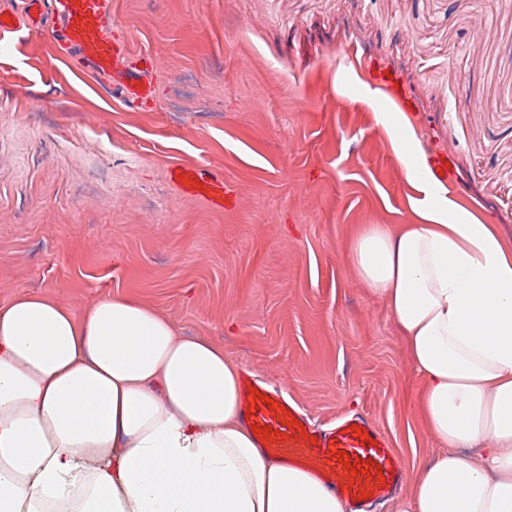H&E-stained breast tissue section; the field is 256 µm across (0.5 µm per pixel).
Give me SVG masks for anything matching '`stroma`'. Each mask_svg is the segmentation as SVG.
I'll return each instance as SVG.
<instances>
[{"label": "stroma", "instance_id": "stroma-1", "mask_svg": "<svg viewBox=\"0 0 512 512\" xmlns=\"http://www.w3.org/2000/svg\"><path fill=\"white\" fill-rule=\"evenodd\" d=\"M53 26L0 40V305L130 292L319 419L368 413L406 472L380 512H405L441 444L345 257L358 225L416 221L376 83L512 243V0H112L113 37L154 61L133 107ZM174 164L223 178L232 207L185 194Z\"/></svg>", "mask_w": 512, "mask_h": 512}]
</instances>
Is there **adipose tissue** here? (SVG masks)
Returning <instances> with one entry per match:
<instances>
[{
  "label": "adipose tissue",
  "mask_w": 512,
  "mask_h": 512,
  "mask_svg": "<svg viewBox=\"0 0 512 512\" xmlns=\"http://www.w3.org/2000/svg\"><path fill=\"white\" fill-rule=\"evenodd\" d=\"M377 119L420 221L360 225L347 258L404 336L416 407L445 446L411 512H512V245L429 181L405 113ZM85 487L79 512H350L259 448L223 348L132 294L78 314L22 292L0 306V512Z\"/></svg>",
  "instance_id": "ef3b65f1"
}]
</instances>
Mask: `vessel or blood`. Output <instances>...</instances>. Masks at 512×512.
Here are the masks:
<instances>
[{
	"label": "vessel or blood",
	"mask_w": 512,
	"mask_h": 512,
	"mask_svg": "<svg viewBox=\"0 0 512 512\" xmlns=\"http://www.w3.org/2000/svg\"><path fill=\"white\" fill-rule=\"evenodd\" d=\"M45 2L63 24L62 39L81 50L89 73L109 76L121 87L126 102L135 104L153 97L154 80L146 63L134 59L126 43L112 37V0H31L27 27L39 26L40 7ZM170 179L182 190L205 196L215 205L224 203L223 182L211 179L203 169L176 165L170 169ZM256 391L261 394L257 401L252 398ZM242 401L253 406L248 426H269L277 432L269 440L257 435L259 448L270 458L310 469L351 502L355 512H371L376 501L392 494L400 484L403 469L399 460L366 414L356 413L334 427H324L280 388L256 374L245 377ZM342 450L351 458L379 467L382 479L352 474L339 461Z\"/></svg>",
	"instance_id": "vessel-or-blood-1"
}]
</instances>
